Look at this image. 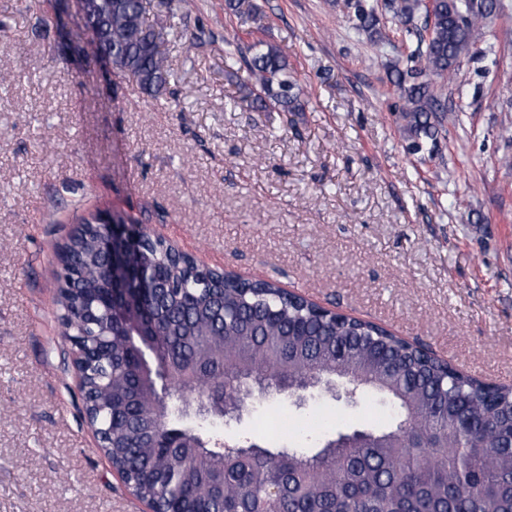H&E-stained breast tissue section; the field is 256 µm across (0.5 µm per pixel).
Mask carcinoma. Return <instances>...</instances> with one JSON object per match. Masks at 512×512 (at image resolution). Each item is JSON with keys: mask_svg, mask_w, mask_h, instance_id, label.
Here are the masks:
<instances>
[{"mask_svg": "<svg viewBox=\"0 0 512 512\" xmlns=\"http://www.w3.org/2000/svg\"><path fill=\"white\" fill-rule=\"evenodd\" d=\"M355 34L372 44L417 38L390 69L399 132L419 153L444 131L438 84L462 58L483 56L486 21L503 0H341ZM84 34L121 76L159 97L173 77L149 21L151 0H82ZM389 12L395 27L383 21ZM224 61L248 72L240 103L253 112H303L288 55L258 41H224ZM100 215L82 219L62 253L72 283L61 296L63 336L85 353L84 405L99 450L124 470L132 494L157 512H512V386L488 385L382 326L333 316L273 279L246 282L178 257L153 241L135 254L152 341L146 369L105 297L109 281ZM381 401L390 423L331 446L336 423L305 432L307 446L224 453L217 422L195 408L214 394L258 420L268 397L297 380ZM185 447L163 448L167 429Z\"/></svg>", "mask_w": 512, "mask_h": 512, "instance_id": "1", "label": "carcinoma"}]
</instances>
